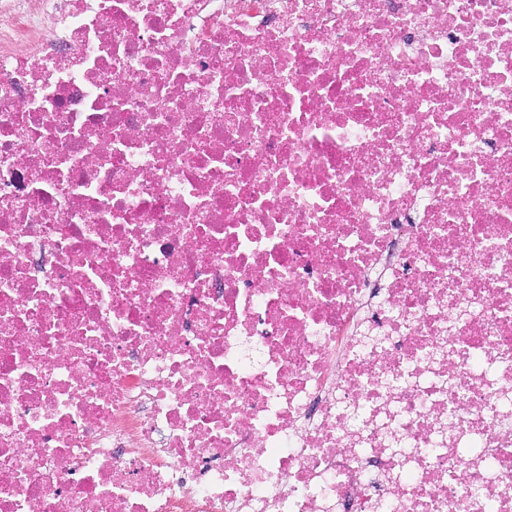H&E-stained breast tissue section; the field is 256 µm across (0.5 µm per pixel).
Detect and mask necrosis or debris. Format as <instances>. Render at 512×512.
Returning <instances> with one entry per match:
<instances>
[{
    "label": "necrosis or debris",
    "instance_id": "obj_1",
    "mask_svg": "<svg viewBox=\"0 0 512 512\" xmlns=\"http://www.w3.org/2000/svg\"><path fill=\"white\" fill-rule=\"evenodd\" d=\"M0 512H512V0H0Z\"/></svg>",
    "mask_w": 512,
    "mask_h": 512
}]
</instances>
